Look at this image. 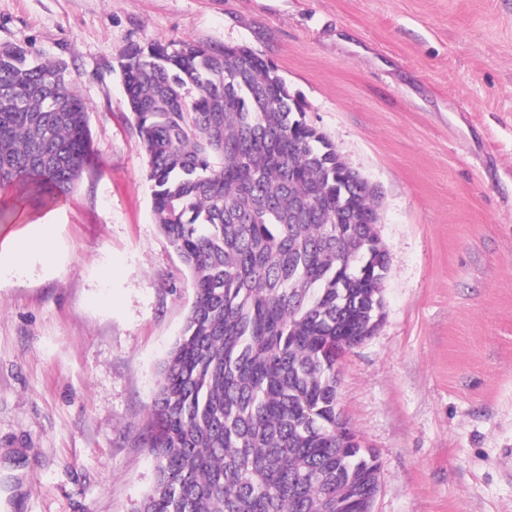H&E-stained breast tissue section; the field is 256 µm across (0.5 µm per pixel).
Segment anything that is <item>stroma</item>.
I'll list each match as a JSON object with an SVG mask.
<instances>
[{
  "mask_svg": "<svg viewBox=\"0 0 512 512\" xmlns=\"http://www.w3.org/2000/svg\"><path fill=\"white\" fill-rule=\"evenodd\" d=\"M244 44L381 192L385 318L338 408L381 463L372 512H512V0H0V45L60 62L92 162L58 203L14 189L0 254V512H138L159 366L193 301L153 215L129 43ZM52 240L47 231L35 232L22 239L9 252L10 266L18 267L32 255L43 254L50 250Z\"/></svg>",
  "mask_w": 512,
  "mask_h": 512,
  "instance_id": "stroma-1",
  "label": "stroma"
}]
</instances>
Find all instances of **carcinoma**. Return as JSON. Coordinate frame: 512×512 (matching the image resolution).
Instances as JSON below:
<instances>
[{
	"instance_id": "cac0c4a2",
	"label": "carcinoma",
	"mask_w": 512,
	"mask_h": 512,
	"mask_svg": "<svg viewBox=\"0 0 512 512\" xmlns=\"http://www.w3.org/2000/svg\"><path fill=\"white\" fill-rule=\"evenodd\" d=\"M122 58L155 221L195 290L149 406L140 512H362L381 464L352 441L338 379L384 308L380 198L250 47L130 43ZM88 112L61 64L1 45L0 187L70 194Z\"/></svg>"
}]
</instances>
